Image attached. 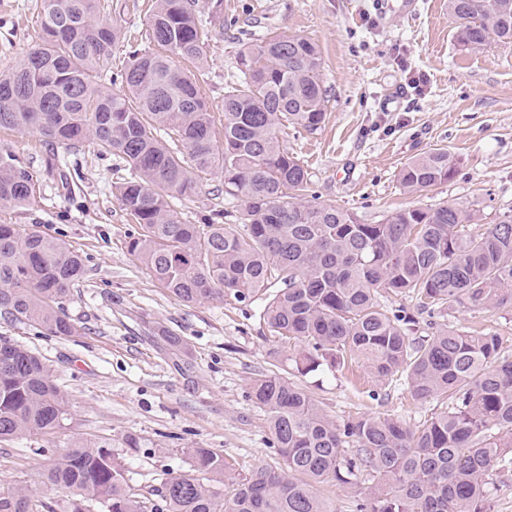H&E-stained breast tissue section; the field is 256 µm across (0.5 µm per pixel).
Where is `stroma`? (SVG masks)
Instances as JSON below:
<instances>
[{"mask_svg": "<svg viewBox=\"0 0 512 512\" xmlns=\"http://www.w3.org/2000/svg\"><path fill=\"white\" fill-rule=\"evenodd\" d=\"M224 32L206 44L202 91L222 113L224 84L234 75L238 33L300 35L321 50L327 117L321 131L289 129L285 141L311 175V191L366 224L393 209L459 203L478 224L512 210V45L483 51L458 47L448 0H420L416 15L382 13L378 0H223ZM42 0H0V72L22 66L41 39ZM108 23L119 30L112 69L129 46L151 48L148 0H112ZM427 78L410 88L408 74ZM448 147L460 160L456 177L417 196L403 192L400 169L419 154ZM51 150L32 133L0 129V154L29 163L40 190L32 205L0 209V223L35 224L63 239L85 262L65 303L79 335L56 337L0 318V337L40 354L65 390L63 428L22 441L0 442V484H32L40 469L73 442L108 443L138 493L156 500L166 474L190 470V448H210L247 467L274 465L266 412L249 397L253 381L281 372L258 307L234 299L188 305L162 288L130 254L136 229L112 193L119 164L91 143ZM224 181L203 179L197 194L176 199L179 217L233 210ZM444 324L499 336L512 355V308L449 306ZM178 336L169 346L162 331ZM326 413L344 423L387 413L415 424L440 411L419 402L400 382L381 386L365 369L300 380Z\"/></svg>", "mask_w": 512, "mask_h": 512, "instance_id": "obj_1", "label": "stroma"}]
</instances>
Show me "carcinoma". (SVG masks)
Wrapping results in <instances>:
<instances>
[{"instance_id": "1", "label": "carcinoma", "mask_w": 512, "mask_h": 512, "mask_svg": "<svg viewBox=\"0 0 512 512\" xmlns=\"http://www.w3.org/2000/svg\"><path fill=\"white\" fill-rule=\"evenodd\" d=\"M195 2L151 0L160 51L130 52L120 96L103 85L117 38L103 24L112 0H44L41 43L22 67L0 73V129L52 145L88 140L120 158L113 194L137 225L128 250L180 301L260 300L270 337L297 346L298 373L360 363L381 383L404 376L414 400L440 398L445 408L413 426L391 414L339 425L288 375H262L252 398L282 464L227 483L233 465L223 455L189 448L190 471L162 483L166 512H328L317 493L324 482L353 492V512H492L490 476L512 472V357L490 333L446 326L420 335L417 315L452 303L512 306V211L468 232L472 213L455 202L364 224L308 199L310 175L283 134H315L325 122L317 45L298 35L241 40L218 120L195 75L174 65L204 64L208 21ZM448 14L464 50L512 45V0H448ZM459 164L448 148H432L399 182L416 195L451 181ZM214 174L237 202V222L218 209L180 219L171 200ZM36 193L30 165L0 155V208L26 207ZM84 270L62 239L0 224V317L74 335L64 303ZM386 294L415 302L416 313H388ZM69 410L42 357L0 338V442L47 434ZM45 491L68 494L69 512H85L88 500L103 512H157L102 442H75L31 488L0 486V512H38Z\"/></svg>"}]
</instances>
